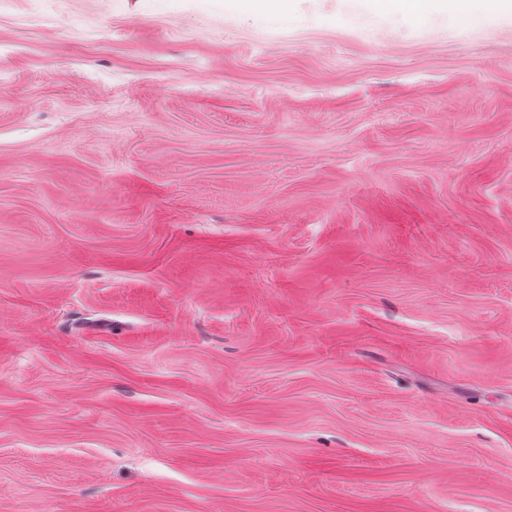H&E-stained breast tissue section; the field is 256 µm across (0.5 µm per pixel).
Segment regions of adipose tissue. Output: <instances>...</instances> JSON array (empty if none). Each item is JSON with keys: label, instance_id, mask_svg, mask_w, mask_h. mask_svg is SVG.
<instances>
[{"label": "adipose tissue", "instance_id": "adipose-tissue-1", "mask_svg": "<svg viewBox=\"0 0 512 512\" xmlns=\"http://www.w3.org/2000/svg\"><path fill=\"white\" fill-rule=\"evenodd\" d=\"M367 9L374 16H401L416 23L441 10L464 25L479 15L511 13L512 0H367Z\"/></svg>", "mask_w": 512, "mask_h": 512}]
</instances>
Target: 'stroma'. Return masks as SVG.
I'll list each match as a JSON object with an SVG mask.
<instances>
[{
	"label": "stroma",
	"mask_w": 512,
	"mask_h": 512,
	"mask_svg": "<svg viewBox=\"0 0 512 512\" xmlns=\"http://www.w3.org/2000/svg\"><path fill=\"white\" fill-rule=\"evenodd\" d=\"M0 512H512V14L0 0Z\"/></svg>",
	"instance_id": "stroma-1"
}]
</instances>
